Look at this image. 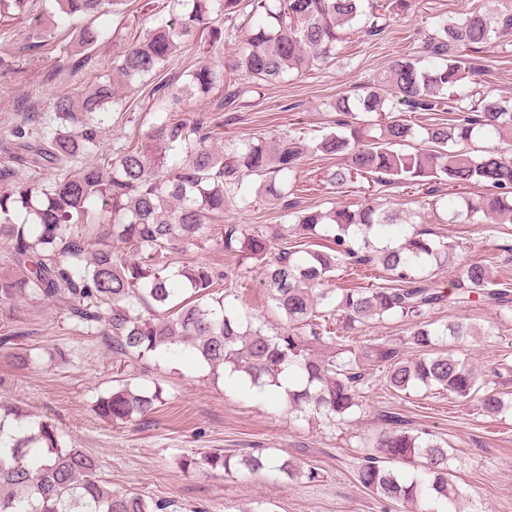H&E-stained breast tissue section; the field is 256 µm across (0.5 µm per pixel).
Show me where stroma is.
I'll use <instances>...</instances> for the list:
<instances>
[{"label": "stroma", "instance_id": "35a3bbf8", "mask_svg": "<svg viewBox=\"0 0 512 512\" xmlns=\"http://www.w3.org/2000/svg\"><path fill=\"white\" fill-rule=\"evenodd\" d=\"M478 3L412 0L408 14L377 35L351 36L328 65L272 85L236 77L239 98L229 99L228 86H221L195 96L183 117L220 114L228 144L283 132L316 136L335 127L332 105L337 98L372 82L395 57L417 55L431 17H457ZM169 7V0H127L123 14L98 19L106 37L94 52L81 57H61L44 48L25 50L27 30L16 25L12 39L0 38V56L20 57L18 70L0 69V131L36 126L38 115L56 95L111 73L114 52L147 36ZM248 33L247 27H240L207 53L194 44L183 47L160 76L126 91V111L110 113L103 124L104 143H140L163 116L158 86L182 80L185 71L203 59L223 68ZM471 56L481 71L483 90L512 96V45L476 49ZM329 165L324 156L305 154L290 195L297 208L323 209L334 202L356 203L371 193L381 195L393 209L420 211L424 227L453 244L452 256L439 272L441 282L485 259L492 261L497 280L512 284V224H443L432 214L424 193L364 179L336 189L323 180ZM282 214V208L257 199L248 205L235 200L226 204L223 221L249 231L281 223ZM187 257L222 273L218 286L236 312L255 319L268 334L280 332L284 321L268 300L260 266L240 264L237 256L216 246L188 252ZM431 318L494 326V336L447 346L448 352L468 358L484 375H492L500 360H512V316L473 303L435 308ZM4 330L23 333L25 347L38 349L40 358L22 368L0 349V401L24 402L37 419L56 426L68 444L98 461L113 489L172 500L177 512H383L376 498L356 483L354 472L380 432L378 413L386 408L397 409L414 428L429 430L452 446L450 465L465 494V512H512V407L486 416L475 403L424 387L392 394L376 376L364 393L362 410L350 419L332 421L310 414L296 418L258 388L213 377L189 355H158L148 361L138 380L161 385L164 405L146 422L112 424L96 415L94 405L111 387L121 362L100 335L86 333L52 306L26 303L0 312V332ZM210 448H264L271 456L288 455L316 467L321 478L314 483L290 482L274 471L254 478L182 470L185 456Z\"/></svg>", "mask_w": 512, "mask_h": 512}]
</instances>
